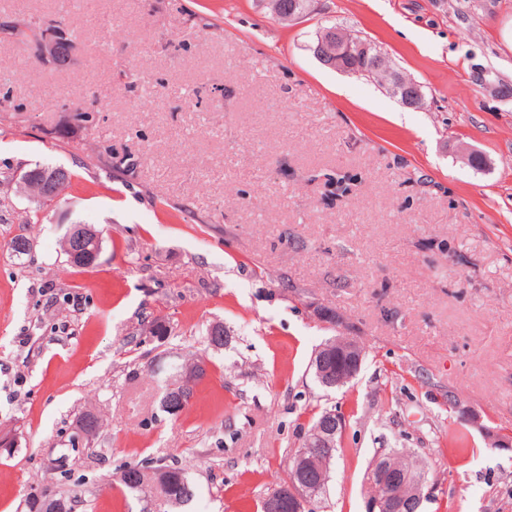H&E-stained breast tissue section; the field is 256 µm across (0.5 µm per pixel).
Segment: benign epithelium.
I'll list each match as a JSON object with an SVG mask.
<instances>
[{
	"mask_svg": "<svg viewBox=\"0 0 512 512\" xmlns=\"http://www.w3.org/2000/svg\"><path fill=\"white\" fill-rule=\"evenodd\" d=\"M341 28L323 26L315 35L308 49L323 65L347 75H364L373 79L378 86L395 98L402 106L419 109L426 100L423 86L413 79H407L403 73L393 67L383 64V55L376 46L363 40L354 32L346 37L340 36ZM64 42V34L54 29L41 30V35L32 45L33 53L48 65L64 66L70 62L74 49L64 53L60 44ZM69 179V171L63 166L27 170L14 175L20 190L27 192L35 189L33 198L42 204H57L61 198L62 187ZM74 248L79 253L92 257L98 255L99 238L93 230L80 226L68 232ZM336 354L347 359L348 371L339 374L326 367V354H316L314 361L316 375L328 386L339 385L352 378L360 367L363 351L359 343L349 337L341 336L336 339ZM342 430V421L336 414L322 418L313 427L304 440L298 454L289 459V466L296 475L306 472V463L311 461L322 468L332 459L331 438ZM370 477L379 482L386 490L382 497H376L373 504L378 512H402L404 502L401 500L402 484L411 482L414 495L421 499L426 496L425 478L411 476L409 473L396 471L394 458L391 455L380 457L371 468Z\"/></svg>",
	"mask_w": 512,
	"mask_h": 512,
	"instance_id": "7a95c632",
	"label": "benign epithelium"
}]
</instances>
